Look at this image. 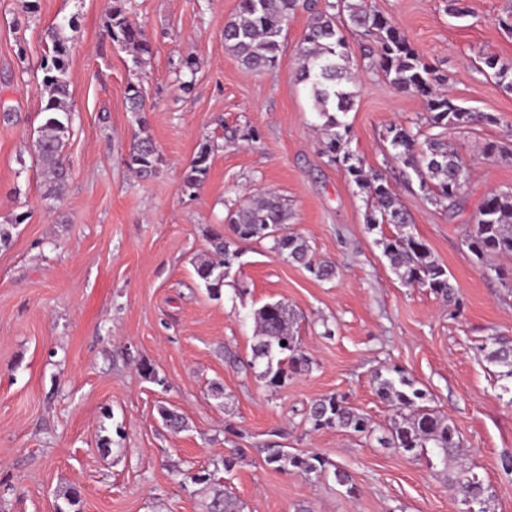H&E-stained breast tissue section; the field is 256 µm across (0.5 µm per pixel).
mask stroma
<instances>
[{"instance_id": "obj_1", "label": "stroma", "mask_w": 512, "mask_h": 512, "mask_svg": "<svg viewBox=\"0 0 512 512\" xmlns=\"http://www.w3.org/2000/svg\"><path fill=\"white\" fill-rule=\"evenodd\" d=\"M371 2L447 74L458 104L496 118L449 131L470 178L457 210L431 205L415 175L392 161L387 140L389 125L422 122L424 100L394 89L370 68L368 40L348 34L359 73L345 117L349 148L386 175L412 232L448 269L458 310L392 272L379 239L394 226L368 229L362 194L322 155L318 118L297 79L305 10L283 33L278 65L251 73L224 48L238 0H0V226L8 232L0 241V512H54L71 487L79 512H203L205 494L180 474L221 465L235 446L242 456L221 479L244 512H463L442 468L303 421L306 405L336 393L385 425L392 411L374 375L395 364L460 432L493 512H512V477L498 467L512 455V405L481 349L492 336H512V276L480 271L463 242L482 201L512 188V158L481 152L512 140V91L481 69L487 56L512 61V34L499 24L512 0H467L464 18L449 16L442 0ZM115 7L152 48L142 67L106 34ZM58 26L70 45L71 176L50 197L32 141L47 98L41 64ZM131 83L144 88L148 131L164 159L148 179L127 166L138 130ZM205 144L206 179L183 193L184 172ZM263 191L287 199L288 232L335 264V278L317 280L269 241L238 240L220 295L209 294L194 262L210 231L226 230L229 213ZM275 301L311 360L281 387L249 365L253 313ZM143 362L157 379L141 375ZM162 406L182 412L188 429L168 432ZM105 438L115 450L103 451ZM273 443L327 457L351 474L355 494L327 476L274 470L265 462Z\"/></svg>"}]
</instances>
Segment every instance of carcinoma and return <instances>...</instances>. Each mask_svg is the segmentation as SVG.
<instances>
[{"mask_svg":"<svg viewBox=\"0 0 512 512\" xmlns=\"http://www.w3.org/2000/svg\"><path fill=\"white\" fill-rule=\"evenodd\" d=\"M310 12L303 36L305 47L297 58V74L308 84L314 112L322 123V154L328 161L342 167L345 174L364 194L366 224L372 230L382 224H392L398 232L380 239L383 256L392 271L409 287L427 288L448 302L458 304L448 269L440 264L427 246L408 228L413 224L409 211L392 189L386 176L363 164L362 158L349 149V125L343 117L354 104L352 87L356 75L350 68L345 31H355L373 39L375 49L366 58L371 67L381 71L397 90L424 97L427 112L425 125L408 127L392 124L388 128L391 156L411 170L427 199L448 211L462 201L463 189L469 179V167L458 151L448 146L434 128L465 129L475 123H495L489 113L473 112L461 107L442 90L448 78L427 63L411 45L407 36L369 0H329L317 8L315 0H239L238 11L224 25V45L249 71L263 72L274 67L279 59L280 39L298 7ZM108 35L114 42L133 52L134 65L140 66L151 54L149 43L140 28L130 22L122 11L115 9L109 18ZM50 56L46 58L45 87L47 100L42 109L44 122L35 140V153L48 185V194L60 193L69 177L64 149L72 123L68 106L70 81L68 75V39L61 29L52 31ZM485 73L508 90H512V61L497 57L483 59ZM129 111L140 126L130 145L127 163L141 177L156 174L162 157L148 133L145 118L140 116L143 105L141 84L131 83L126 89ZM211 148L200 147L191 160L183 181V190H197L208 170ZM288 202L270 193L249 198L229 218V228L240 240H271V249L286 260L304 266L320 281H330L336 275L331 262L312 260L307 240L284 232L288 224ZM209 257L195 265L196 274L214 296L224 286V271L231 268L237 251L230 249L232 241L216 233L210 240ZM465 244L478 267L489 268L496 276L506 277L508 271L494 266L493 258L512 259V190L487 196L478 209L475 224L465 236ZM256 342L248 366L264 364L262 375L272 386H281L288 374L309 369L310 359L290 325V317L280 303L265 304L253 313ZM286 345H281V342ZM486 358L500 367L499 376L512 380V337L495 336L483 345ZM378 397L392 407L388 424L375 426L370 419L350 406L346 398L330 394L312 401L303 414L310 430L336 429L349 431L371 439L382 448H397L434 466L438 459L448 472V492L466 506L465 512H489V486L472 467L463 461L459 431L447 418L421 401L423 390L398 366H388L375 373ZM163 427L179 432L188 422L179 411L159 407ZM266 463L280 471H299L320 478L333 475L334 481L355 493L352 477L344 468L316 454H293L280 445L266 448ZM185 479L209 493L204 502L205 512H243L241 501L220 488L215 472L198 469L183 473Z\"/></svg>","mask_w":512,"mask_h":512,"instance_id":"obj_1","label":"carcinoma"}]
</instances>
